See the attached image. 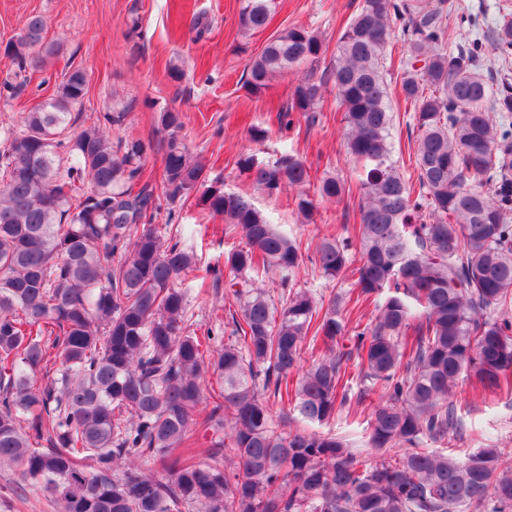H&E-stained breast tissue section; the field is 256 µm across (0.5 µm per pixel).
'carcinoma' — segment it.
Segmentation results:
<instances>
[{
	"label": "carcinoma",
	"mask_w": 512,
	"mask_h": 512,
	"mask_svg": "<svg viewBox=\"0 0 512 512\" xmlns=\"http://www.w3.org/2000/svg\"><path fill=\"white\" fill-rule=\"evenodd\" d=\"M271 3L241 0L240 29L266 28ZM446 20L429 0H363L325 71V40L304 25L247 64L253 95L304 72L280 127L315 123L329 84L343 112L360 223L323 239L309 261L330 278L354 251L359 266L356 293L328 302L292 285L300 245L248 196L208 180L179 135V113L161 117L157 194L139 184L151 145L114 148L107 128L121 115H83L88 73L62 72L48 101L0 141V466L60 512H512L511 456L446 448L460 429V383L512 394V79L481 68L490 49L512 58V14L489 42L453 47ZM45 28L32 15L5 44L17 70L3 89L18 93L27 68L59 54ZM398 41L414 181L391 142L384 72ZM239 166L269 195L296 191L307 222L317 200L350 192L326 175L311 196L309 168L294 154L247 155ZM194 193L243 242L224 259L225 292L238 304L227 338L196 334L176 282L197 257L173 225L154 223ZM255 272L280 274V295L258 287ZM370 305L375 319L348 332L353 311ZM43 371L55 377L39 385ZM208 374L219 389L205 391ZM356 377L357 399L381 393L367 416L378 458L305 428L335 419ZM273 399L303 426L276 427Z\"/></svg>",
	"instance_id": "cac0c4a2"
}]
</instances>
